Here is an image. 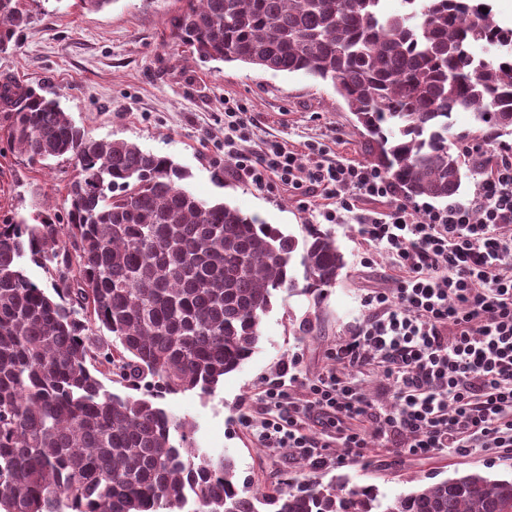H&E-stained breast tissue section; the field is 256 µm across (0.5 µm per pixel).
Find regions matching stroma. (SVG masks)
Masks as SVG:
<instances>
[{
	"label": "stroma",
	"mask_w": 512,
	"mask_h": 512,
	"mask_svg": "<svg viewBox=\"0 0 512 512\" xmlns=\"http://www.w3.org/2000/svg\"><path fill=\"white\" fill-rule=\"evenodd\" d=\"M26 4L31 22L19 46L0 53V79L12 78L56 99L75 125L94 137L126 140L170 157L186 171L185 187L203 200L228 203L287 234H300L307 224L330 231L347 260L320 300L277 292L262 318L257 350L211 394L195 389L160 399L169 414L192 424L194 447L231 459L239 479L261 488L312 476L325 485L369 488L390 498L472 470L512 476V454L485 448L466 456L451 451L398 455L373 448L363 460L340 463L341 448L330 427L321 430L327 465L314 472L296 449L263 447L242 421L244 405L255 404L284 371L299 376L285 392L306 397L308 382L334 367L336 344L362 317L364 295L394 287L396 272L388 258L380 253L371 266H361L356 224H327L320 215L322 199L307 205L283 187L261 192L229 174L220 182L214 178L226 166L228 99L248 111L252 149L276 140L307 163L316 160L320 148L332 159L368 163L356 118L331 82L190 56L170 33L179 0H114L99 11L76 0ZM75 173L71 160L28 161L0 130V220L63 214ZM311 310L319 316L316 334H296L293 320Z\"/></svg>",
	"instance_id": "35a3bbf8"
}]
</instances>
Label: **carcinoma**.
Here are the masks:
<instances>
[{
  "label": "carcinoma",
  "instance_id": "obj_1",
  "mask_svg": "<svg viewBox=\"0 0 512 512\" xmlns=\"http://www.w3.org/2000/svg\"><path fill=\"white\" fill-rule=\"evenodd\" d=\"M183 2L171 36L198 58L332 82L409 201L452 197L480 168L456 143L512 134V27L469 0H403L396 15L384 0ZM28 22L22 0H0V52ZM477 43L498 51L478 56ZM459 109L474 127L455 134ZM0 112L28 161L78 165L66 223L0 221V512H512V478L480 472L385 503L315 479L239 486L234 464L193 447L190 424L156 400L208 394L238 370L277 291L335 285V237L300 241L204 202L169 157L97 139L10 78ZM26 259L54 272L52 289Z\"/></svg>",
  "mask_w": 512,
  "mask_h": 512
}]
</instances>
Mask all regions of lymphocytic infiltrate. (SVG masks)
I'll list each match as a JSON object with an SVG mask.
<instances>
[{
  "label": "lymphocytic infiltrate",
  "instance_id": "obj_1",
  "mask_svg": "<svg viewBox=\"0 0 512 512\" xmlns=\"http://www.w3.org/2000/svg\"><path fill=\"white\" fill-rule=\"evenodd\" d=\"M251 120L224 104V155L231 174L257 189L284 185L330 200L329 224L355 221L359 236L383 250L399 271L394 292L366 294L365 313L336 345V368L292 399L283 381L265 390L263 418L245 411L267 448H294L311 469L325 462L311 419L337 425L347 459L371 448L427 456L454 449L512 448V145L474 147L486 175L477 201L442 209L402 202L380 169L320 158L302 165L271 140L247 147ZM387 203L384 212L360 200ZM380 370L389 409H380L340 368Z\"/></svg>",
  "mask_w": 512,
  "mask_h": 512
}]
</instances>
